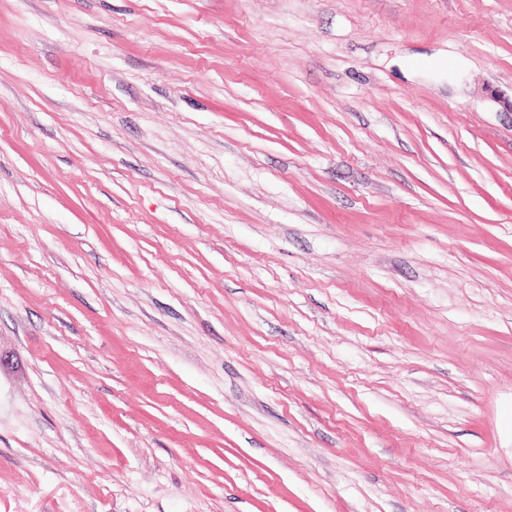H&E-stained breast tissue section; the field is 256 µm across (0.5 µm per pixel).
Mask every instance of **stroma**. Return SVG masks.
<instances>
[{
    "label": "stroma",
    "mask_w": 512,
    "mask_h": 512,
    "mask_svg": "<svg viewBox=\"0 0 512 512\" xmlns=\"http://www.w3.org/2000/svg\"><path fill=\"white\" fill-rule=\"evenodd\" d=\"M512 0H0V512H512Z\"/></svg>",
    "instance_id": "1"
}]
</instances>
